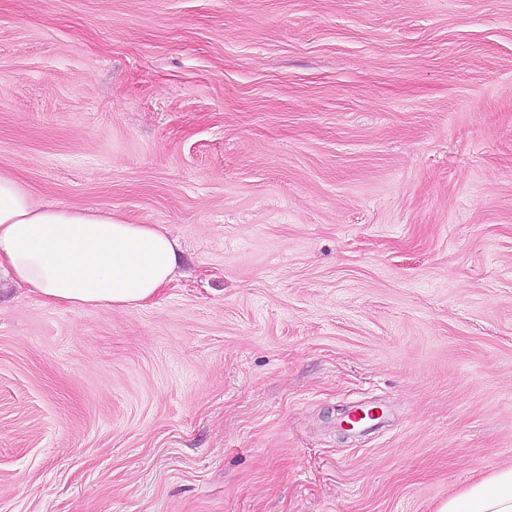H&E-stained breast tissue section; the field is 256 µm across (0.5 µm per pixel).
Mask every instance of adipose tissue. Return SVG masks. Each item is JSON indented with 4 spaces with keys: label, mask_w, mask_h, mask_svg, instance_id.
I'll use <instances>...</instances> for the list:
<instances>
[{
    "label": "adipose tissue",
    "mask_w": 512,
    "mask_h": 512,
    "mask_svg": "<svg viewBox=\"0 0 512 512\" xmlns=\"http://www.w3.org/2000/svg\"><path fill=\"white\" fill-rule=\"evenodd\" d=\"M178 246L153 224H130L104 210L41 200L0 173V279L46 303L136 308L171 281ZM439 512H512V466L449 497Z\"/></svg>",
    "instance_id": "ef3b65f1"
}]
</instances>
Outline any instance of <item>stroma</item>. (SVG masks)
Here are the masks:
<instances>
[{
  "mask_svg": "<svg viewBox=\"0 0 512 512\" xmlns=\"http://www.w3.org/2000/svg\"><path fill=\"white\" fill-rule=\"evenodd\" d=\"M0 171L181 251L140 308L0 293V512H438L512 466V0H0Z\"/></svg>",
  "mask_w": 512,
  "mask_h": 512,
  "instance_id": "obj_1",
  "label": "stroma"
}]
</instances>
